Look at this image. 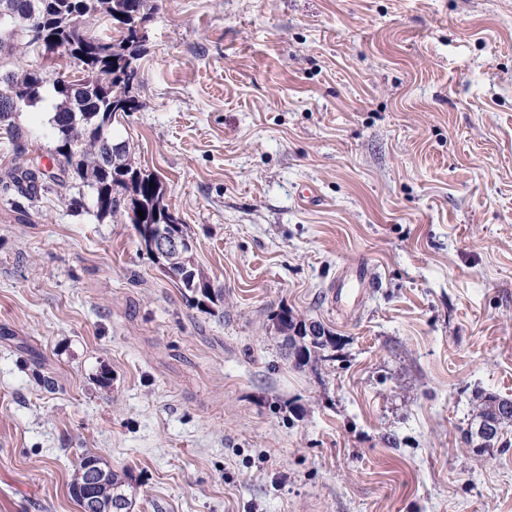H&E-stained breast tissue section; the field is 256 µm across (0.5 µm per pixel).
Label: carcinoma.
<instances>
[{
  "instance_id": "cac0c4a2",
  "label": "carcinoma",
  "mask_w": 512,
  "mask_h": 512,
  "mask_svg": "<svg viewBox=\"0 0 512 512\" xmlns=\"http://www.w3.org/2000/svg\"><path fill=\"white\" fill-rule=\"evenodd\" d=\"M1 9L26 19L28 35L0 30V122L13 128L11 96L16 88L36 87L41 102L43 90L50 84L55 99L51 127L60 132L57 157L53 158L57 171L44 173L19 167L9 174L13 187L31 199L39 191H47L51 184L59 185L72 178L90 188L93 197H105L109 216H123L134 225L166 223L168 207L163 202L160 180L135 164L128 140L114 135L119 121L103 128L104 114H115L118 103L127 102L132 112L139 108L127 68L139 59L141 39L137 33L156 9L155 0H0ZM97 14L111 21L113 35L92 34L78 28V19ZM48 51L54 54L53 70L49 72L29 64H15L22 52L42 56ZM72 66L81 73L80 88L62 84ZM140 210L144 211L142 217L138 215ZM190 268L196 273L193 281L184 267L173 268L172 280L184 296L196 305L224 298L223 290L214 288L195 261H190ZM306 326V322L288 316V346L294 349L298 367L315 370L318 362L325 359L323 352L332 336L312 338L301 332ZM488 420L497 423V443L502 439L503 428L512 423V400L494 394L484 396L470 427ZM81 461L70 492L83 508L80 491L84 466L96 464L100 458L86 455ZM99 508L100 512L133 509V500L125 493V481L110 468L100 492Z\"/></svg>"
}]
</instances>
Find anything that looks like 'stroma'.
<instances>
[{
    "label": "stroma",
    "instance_id": "stroma-1",
    "mask_svg": "<svg viewBox=\"0 0 512 512\" xmlns=\"http://www.w3.org/2000/svg\"><path fill=\"white\" fill-rule=\"evenodd\" d=\"M157 5L120 133L224 300L79 181L0 188V512H79L88 453L133 512H512V432L464 436L512 400V0ZM53 105L12 116L27 167ZM191 260L188 263L189 268L193 269L196 273L195 281L190 280V276L193 273L186 274V270L184 266H178L173 268V276L172 280L177 285L178 288L183 290V295L190 299L191 302L195 304L196 307H200V301L205 302V300L209 302H214L212 296L218 300L223 299L224 294L223 290L215 289L213 283L207 278L204 272L199 268L198 265L195 264L193 252L190 254ZM192 264V265H191ZM204 283L203 286L197 288V284ZM191 284L194 288L191 287ZM201 308V307H200ZM205 309V308H201ZM288 312L287 315H281ZM283 320H288L286 323V327L288 332L292 335H288V346L289 348H295L293 353L295 363L299 368H304L305 366L310 365L312 369L316 371L317 364L319 361L327 360L325 359L327 356L323 355L324 350L326 349L329 343H332V336L329 332V336H318L317 338H312L311 336H307V334H302L301 329L307 326V323L302 320H294L295 318L290 314L287 308H281L279 312L273 315L272 320H274L275 316H280ZM296 337L300 339L301 344H297ZM507 405L510 410L504 411L503 407ZM499 411V413L497 412ZM492 420L497 423L496 437L494 442L488 447H482L484 451H492L495 445L502 439V430L504 427L512 423V400L500 398L494 394L485 395L480 404L479 410L470 423L469 428L465 432L467 441H471V430L480 422Z\"/></svg>",
    "mask_w": 512,
    "mask_h": 512
}]
</instances>
